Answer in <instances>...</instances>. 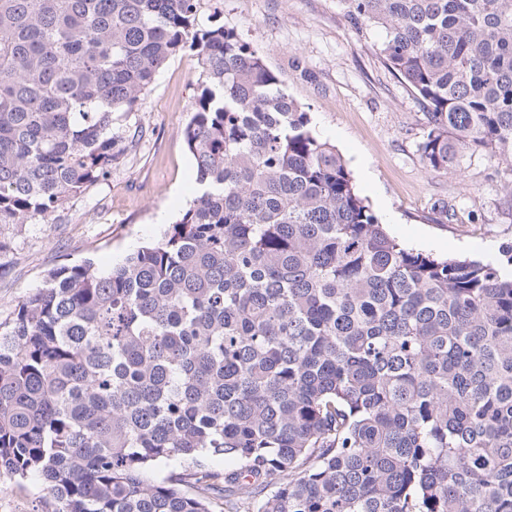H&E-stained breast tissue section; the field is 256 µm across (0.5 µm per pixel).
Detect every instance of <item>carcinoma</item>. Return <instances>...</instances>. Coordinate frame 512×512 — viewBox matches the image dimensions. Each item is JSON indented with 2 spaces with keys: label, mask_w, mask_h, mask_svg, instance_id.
Masks as SVG:
<instances>
[{
  "label": "carcinoma",
  "mask_w": 512,
  "mask_h": 512,
  "mask_svg": "<svg viewBox=\"0 0 512 512\" xmlns=\"http://www.w3.org/2000/svg\"><path fill=\"white\" fill-rule=\"evenodd\" d=\"M428 108L423 165L512 164V0H342ZM199 0H0V224L107 180L186 48L199 189L0 323V471L44 512H512V274L390 236L309 112ZM232 469L222 473L210 461ZM161 465L160 479L144 474Z\"/></svg>",
  "instance_id": "cac0c4a2"
}]
</instances>
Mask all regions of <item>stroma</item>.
<instances>
[{"mask_svg": "<svg viewBox=\"0 0 512 512\" xmlns=\"http://www.w3.org/2000/svg\"><path fill=\"white\" fill-rule=\"evenodd\" d=\"M200 22L236 30L263 55L391 236L442 258L502 262L512 253V167L478 152L465 154L457 174L426 169L425 105L373 51L381 31L357 29L341 0H202ZM199 74L190 50L158 73L141 110L118 123L130 145L111 178L52 223L0 224V323L51 268L84 258L111 268L188 206L196 168L183 130ZM42 495L39 479L0 473V512H37Z\"/></svg>", "mask_w": 512, "mask_h": 512, "instance_id": "35a3bbf8", "label": "stroma"}]
</instances>
